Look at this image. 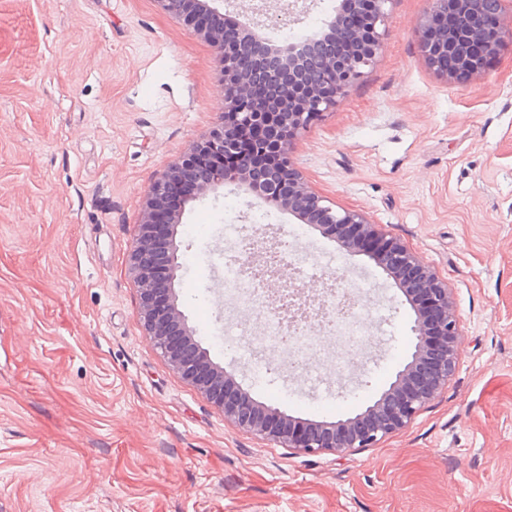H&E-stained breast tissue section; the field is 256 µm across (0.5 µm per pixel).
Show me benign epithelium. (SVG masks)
Wrapping results in <instances>:
<instances>
[{
    "mask_svg": "<svg viewBox=\"0 0 512 512\" xmlns=\"http://www.w3.org/2000/svg\"><path fill=\"white\" fill-rule=\"evenodd\" d=\"M155 2L216 50L224 108L215 126L160 171L146 194L128 252L145 335L171 369L219 408L225 420L261 440L304 454L373 448L407 428L456 371L460 329L448 281L360 212L327 205L296 167L292 154L301 134L336 106L362 69L381 53L379 27L387 0H340L320 44L343 42L348 53L322 56L318 82L310 79L313 55L306 45L272 49L250 24L221 12L222 0ZM505 2L497 0L498 10L488 20L484 0H431L414 29L427 67L445 82L484 71L505 39L512 38V29L504 25ZM260 3L272 23L299 8V0ZM353 15L364 16V25L351 26ZM443 53L454 55L453 67L441 66ZM249 127L282 129L285 134L264 138L248 151L242 148L241 133ZM226 183L245 184L256 198L322 229L344 253L367 256L397 281L406 301L413 304L409 360L362 412L336 423L301 421L240 389L198 344L175 291L178 226L190 203Z\"/></svg>",
    "mask_w": 512,
    "mask_h": 512,
    "instance_id": "benign-epithelium-1",
    "label": "benign epithelium"
}]
</instances>
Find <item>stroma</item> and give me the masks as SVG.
<instances>
[{
    "mask_svg": "<svg viewBox=\"0 0 512 512\" xmlns=\"http://www.w3.org/2000/svg\"><path fill=\"white\" fill-rule=\"evenodd\" d=\"M340 0L271 25L318 35ZM430 0H388L383 51L297 142L309 185L416 251L448 282L459 364L413 423L372 448L302 454L239 430L145 336L127 254L156 174L219 117L215 51L156 0H0V512H512V39L447 83L413 34ZM228 224L307 255L294 284L373 313L371 345L266 371L225 334L264 316L224 292ZM180 309L258 401L347 418L394 380L414 318L396 282L320 229L225 185L178 228Z\"/></svg>",
    "mask_w": 512,
    "mask_h": 512,
    "instance_id": "obj_1",
    "label": "stroma"
}]
</instances>
